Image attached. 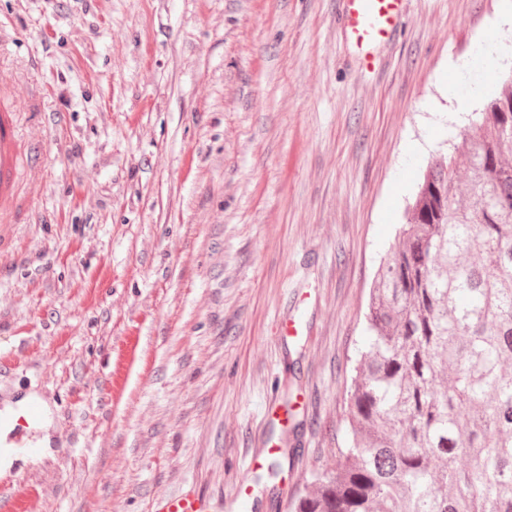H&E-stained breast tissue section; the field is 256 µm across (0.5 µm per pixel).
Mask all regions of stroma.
<instances>
[{"label":"stroma","instance_id":"35a3bbf8","mask_svg":"<svg viewBox=\"0 0 512 512\" xmlns=\"http://www.w3.org/2000/svg\"><path fill=\"white\" fill-rule=\"evenodd\" d=\"M340 0H0L25 143L0 211V487L30 512H290L332 470L381 258L512 68L502 0H408L363 62ZM299 334L284 339L283 320ZM286 453L276 476L258 455ZM208 508L205 501L186 496L164 499L156 512H209Z\"/></svg>","mask_w":512,"mask_h":512}]
</instances>
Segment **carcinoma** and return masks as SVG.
<instances>
[{"label": "carcinoma", "mask_w": 512, "mask_h": 512, "mask_svg": "<svg viewBox=\"0 0 512 512\" xmlns=\"http://www.w3.org/2000/svg\"><path fill=\"white\" fill-rule=\"evenodd\" d=\"M456 150L376 273L336 470L292 512H512V81Z\"/></svg>", "instance_id": "cac0c4a2"}]
</instances>
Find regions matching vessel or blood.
Segmentation results:
<instances>
[{
	"label": "vessel or blood",
	"mask_w": 512,
	"mask_h": 512,
	"mask_svg": "<svg viewBox=\"0 0 512 512\" xmlns=\"http://www.w3.org/2000/svg\"><path fill=\"white\" fill-rule=\"evenodd\" d=\"M406 0H343L340 22L348 39L361 51L388 43L400 30ZM22 143L17 132L16 114L11 106L0 104V205L9 206L16 193ZM42 414L39 401H29L23 410L21 423L14 431L20 436L19 448L34 451L32 442L23 440L24 424L36 421ZM205 501L192 498H167L158 512H207Z\"/></svg>",
	"instance_id": "vessel-or-blood-1"
}]
</instances>
